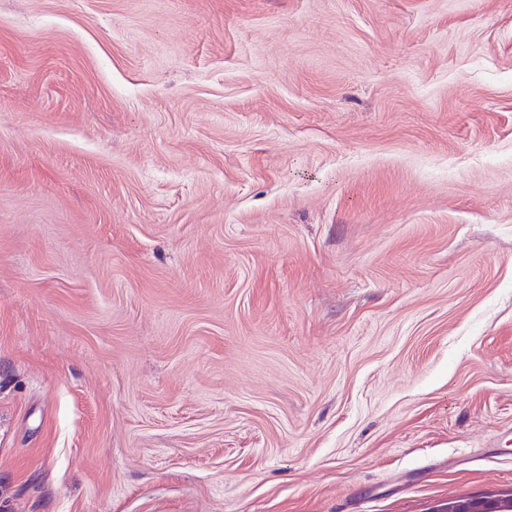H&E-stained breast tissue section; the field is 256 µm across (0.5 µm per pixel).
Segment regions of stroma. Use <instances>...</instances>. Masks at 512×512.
<instances>
[{"label": "stroma", "instance_id": "stroma-1", "mask_svg": "<svg viewBox=\"0 0 512 512\" xmlns=\"http://www.w3.org/2000/svg\"><path fill=\"white\" fill-rule=\"evenodd\" d=\"M512 495V0H0V512Z\"/></svg>", "mask_w": 512, "mask_h": 512}]
</instances>
